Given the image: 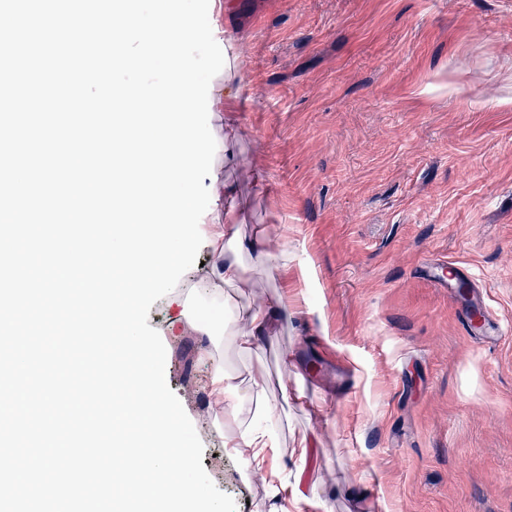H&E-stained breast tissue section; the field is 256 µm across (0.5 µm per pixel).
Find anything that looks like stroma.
I'll return each mask as SVG.
<instances>
[{"mask_svg": "<svg viewBox=\"0 0 512 512\" xmlns=\"http://www.w3.org/2000/svg\"><path fill=\"white\" fill-rule=\"evenodd\" d=\"M240 88L223 167L244 230L288 243V316L228 371L265 381L283 447L316 442L301 512H512V334L467 331L464 272L512 325V0H214L208 13ZM266 174L255 192L247 173ZM148 324L201 439L202 465L237 512L291 508L224 445L211 415L213 345ZM324 404L310 421L283 393Z\"/></svg>", "mask_w": 512, "mask_h": 512, "instance_id": "35a3bbf8", "label": "stroma"}]
</instances>
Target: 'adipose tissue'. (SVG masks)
I'll return each mask as SVG.
<instances>
[{
  "label": "adipose tissue",
  "instance_id": "obj_1",
  "mask_svg": "<svg viewBox=\"0 0 512 512\" xmlns=\"http://www.w3.org/2000/svg\"><path fill=\"white\" fill-rule=\"evenodd\" d=\"M213 195L217 204L211 207L202 230L217 261L196 280L195 285L211 302L235 312L232 325L209 328V335L231 336L236 348L247 353L270 335L286 309L285 297L281 294L258 302L244 300V290L251 285L249 275L256 272L271 282H287L288 246L281 237L264 232L252 236L245 234L235 204L233 184L218 179ZM203 357L211 368L209 388L217 410L242 418L248 404L253 403L265 415H275L276 406L264 388L257 386L251 392H244L237 376L227 372L223 362L211 351H204ZM224 445L247 449L254 471L261 472L267 468V450H278L280 442L271 431L258 427L255 422L243 421L238 435L226 438Z\"/></svg>",
  "mask_w": 512,
  "mask_h": 512
}]
</instances>
